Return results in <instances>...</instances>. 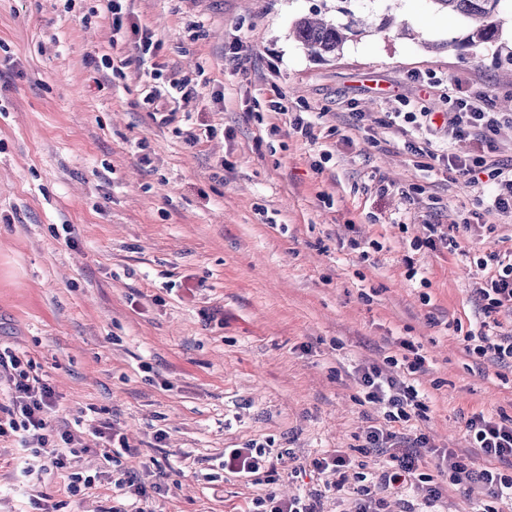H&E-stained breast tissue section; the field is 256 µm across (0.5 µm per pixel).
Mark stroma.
<instances>
[{"label":"stroma","instance_id":"35a3bbf8","mask_svg":"<svg viewBox=\"0 0 512 512\" xmlns=\"http://www.w3.org/2000/svg\"><path fill=\"white\" fill-rule=\"evenodd\" d=\"M121 6L116 33L102 0H0V345L55 391L50 446L80 436L73 469L97 477L73 493L66 472L24 474L23 441L0 436V512H109L126 472L162 484L148 512H248L269 489H317L323 512H348L358 461L384 465L356 451L385 423L356 368L403 357L404 339L425 358L407 382L429 410L393 431L474 455L471 413L512 415V365L464 341L484 318L478 259L512 253V212L486 213L482 187L423 165L427 146L471 143L384 119L447 111L457 86L503 111L512 21L498 45L465 47L466 20L432 0ZM315 12L390 13L411 34L370 27L316 59L291 35ZM157 67L190 98L146 102ZM278 95L287 114L267 109ZM464 220L462 252L424 246L426 225ZM354 239L381 249L361 259ZM100 425L132 448L117 464ZM252 443L292 454L270 486L224 471L225 449ZM337 452L354 461L341 492L311 466Z\"/></svg>","mask_w":512,"mask_h":512}]
</instances>
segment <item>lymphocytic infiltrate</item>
<instances>
[{"instance_id":"f902f5d3","label":"lymphocytic infiltrate","mask_w":512,"mask_h":512,"mask_svg":"<svg viewBox=\"0 0 512 512\" xmlns=\"http://www.w3.org/2000/svg\"><path fill=\"white\" fill-rule=\"evenodd\" d=\"M502 116L487 102L482 91H465L450 100L448 129L454 139L474 141L477 151L464 157L435 149L426 150V157L433 162L446 163L450 170L478 184L480 175H487L488 210L512 211V178H506L502 168L489 161L486 151L493 146L492 136ZM493 273L485 286L476 293L482 303L484 322L478 332L467 333L466 341L472 342V354L493 357L498 361L512 360V333L500 332L498 313L512 312V260L504 261L498 254L486 257ZM0 368L10 370L13 379L12 408L5 422H0V436L7 432H20L26 438L33 457L47 456L52 467L66 468L70 461L69 450L75 439L63 435L64 449L46 448L49 428L47 414L54 402L52 387L42 378L30 375L22 360L10 349H0ZM365 402L385 407L386 425L369 426L364 431L359 454L369 457L385 453L390 465L375 475L360 474L354 487L352 512H383L385 500L378 493L379 487L399 490L423 491L421 503L405 502L403 512H419L420 508L441 506L449 487L462 489L465 494H478L481 504L477 512H495L493 503L504 493H512V416L478 411L466 421V432L474 447L486 459L483 467H473L465 455L451 448H436L421 434L401 436L390 430L393 422H407L424 418L427 406L419 401L417 391L401 379L384 373L378 367L363 368L360 374ZM289 451L270 455L264 447L251 445L245 448H228L224 451V468L230 473L260 484L276 466H287ZM432 460L434 473H426L422 464ZM117 490L111 512H145L143 503L150 494L160 493V483H145L129 475L114 479Z\"/></svg>"}]
</instances>
